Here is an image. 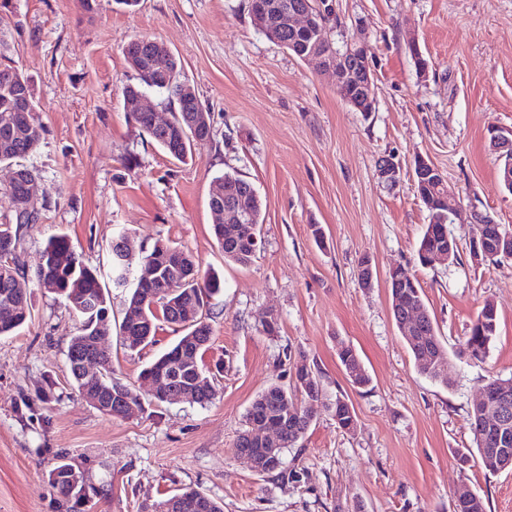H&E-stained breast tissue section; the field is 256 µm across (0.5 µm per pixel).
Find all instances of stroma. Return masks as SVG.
<instances>
[{"label": "stroma", "mask_w": 512, "mask_h": 512, "mask_svg": "<svg viewBox=\"0 0 512 512\" xmlns=\"http://www.w3.org/2000/svg\"><path fill=\"white\" fill-rule=\"evenodd\" d=\"M249 0H7L0 7V63L29 77L40 110L32 156L46 195L40 223L25 228L28 270L20 286L32 318L0 337V512H140L143 502L185 487L224 512H453L469 487L486 512H512V470L487 473L473 447L469 410L488 377L512 378V263L475 260L472 227L451 225L458 260L421 266L415 249L428 222L412 177L415 156L433 162L455 206L478 207L512 227V192L501 184L493 128L512 130V0H332V41L364 43L377 102L372 112L341 101L318 60L303 61L254 25ZM163 40L183 78L211 113L213 136L179 162L129 121L122 89L135 82L125 48ZM429 67L420 75L412 56ZM402 165L396 185L380 157ZM238 172L261 196V245L249 266L225 261L208 206L216 176ZM321 226L316 244L313 226ZM135 252L176 246L224 283L210 300L213 339L205 366L223 363L212 403L155 404L141 370L173 343L112 351L116 377L143 405L111 417L85 401L66 363L77 322L31 272L49 238L67 235L85 264L108 269L111 243ZM370 258L372 288L359 263ZM418 279L453 366L444 385L420 375L391 313L387 277ZM493 303L497 333L483 361L461 344ZM278 324L266 334L263 318ZM349 344L370 375L348 381L336 355ZM306 358L327 395H347L354 432L317 413L286 449L288 479L254 471L234 443L254 397L292 382ZM80 477L69 496L50 482L59 462Z\"/></svg>", "instance_id": "obj_1"}]
</instances>
